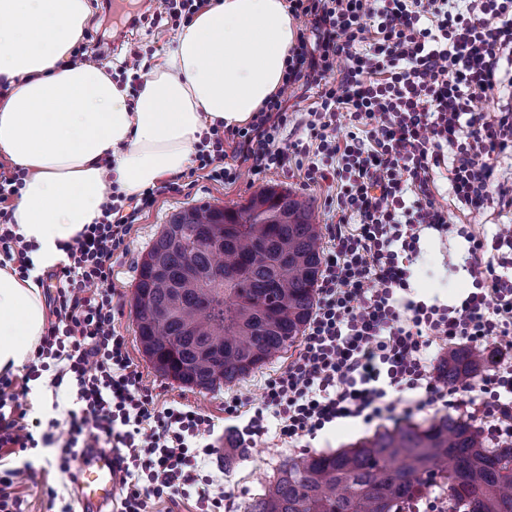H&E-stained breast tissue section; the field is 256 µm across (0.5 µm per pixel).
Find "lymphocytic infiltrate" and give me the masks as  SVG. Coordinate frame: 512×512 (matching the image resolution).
<instances>
[{"mask_svg":"<svg viewBox=\"0 0 512 512\" xmlns=\"http://www.w3.org/2000/svg\"><path fill=\"white\" fill-rule=\"evenodd\" d=\"M303 31L283 84L310 95L292 116L281 95L250 122L214 126L195 160L207 180L235 183L240 163L260 176L296 168L330 189L338 220L301 348L265 382L263 400L241 432L295 442L339 419L369 423L431 405L478 416L489 447L512 443V361L491 364L477 382L440 380L429 351L440 341L512 348V225L491 236L464 232L472 286L455 305L409 298L410 267L423 229L448 228V213L512 211V184L492 158L512 153V100L497 112L476 105L512 85V0H288ZM301 132L284 133L290 123ZM448 201L436 198L439 177ZM26 173L0 174V250L27 277L32 244L13 231L11 197ZM167 180L146 188L131 210L111 192L100 217L62 246L63 263L39 279L53 315L23 375L0 374V449L19 456L0 471V512H22L14 495L33 472L21 452L48 442L28 420L32 381L51 372L76 408L58 448L64 467L92 449L112 451L120 512L194 500L199 512H231L211 496L204 470L215 447L211 415L181 403L157 405L142 385L124 337L112 268L134 224ZM412 392L396 407L390 396Z\"/></svg>","mask_w":512,"mask_h":512,"instance_id":"1","label":"lymphocytic infiltrate"}]
</instances>
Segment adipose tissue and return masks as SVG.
Here are the masks:
<instances>
[{"instance_id":"adipose-tissue-1","label":"adipose tissue","mask_w":512,"mask_h":512,"mask_svg":"<svg viewBox=\"0 0 512 512\" xmlns=\"http://www.w3.org/2000/svg\"><path fill=\"white\" fill-rule=\"evenodd\" d=\"M92 14L91 0H0V154L27 173L12 217L37 273L65 260L111 188L130 197L181 174L211 127L247 123L280 89L297 36L286 0H213L131 109L104 66L69 63ZM46 324L35 278L0 266V371L32 358Z\"/></svg>"}]
</instances>
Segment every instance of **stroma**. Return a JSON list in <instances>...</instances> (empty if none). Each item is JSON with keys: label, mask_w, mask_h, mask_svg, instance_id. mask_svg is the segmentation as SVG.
I'll return each mask as SVG.
<instances>
[{"label": "stroma", "mask_w": 512, "mask_h": 512, "mask_svg": "<svg viewBox=\"0 0 512 512\" xmlns=\"http://www.w3.org/2000/svg\"><path fill=\"white\" fill-rule=\"evenodd\" d=\"M94 7V15L80 43L87 50H99L98 62L108 66L112 77H119L129 50L133 47L140 49L144 68L150 69L163 63L178 33L177 28L164 21L155 25L147 24L139 27L134 35L117 43L108 33L111 16L105 0H95ZM180 184V191L160 197L155 206L142 215L132 229L125 255L114 265L112 281L122 302V312L116 316L114 326L118 334L125 336L130 358L141 372L144 386L156 396L158 402L175 400L187 403L215 418L216 430L222 438L212 458V476L217 485L223 486L225 496L233 502L234 512H246L249 504L263 494L265 484L274 476L285 458L348 447L380 429L381 424L376 421L368 425L359 419L342 420L318 432L315 437L303 438L295 446L280 442L270 434L239 440L226 427L225 402L235 397L245 407L257 406L266 380L283 369L296 355L297 350L293 347L251 375L213 390L186 388L155 371L144 356L136 337L133 293L142 255L173 215L203 204L220 208L239 207L264 187L277 184L306 200L320 227H327L335 221L327 201L326 189L303 185L301 177L293 169L260 177L246 172L232 185H220L201 177L194 178L186 172ZM466 247V241L457 232L424 231L420 240V258L411 280L413 297L429 303L455 304L471 284L469 275L461 268ZM72 407V400L66 393L57 394L49 389L41 400L33 401L29 418L44 424L52 423L54 437L62 440L68 436V411ZM24 457L34 466L32 476L17 489L24 500L25 512H58V505L52 504L49 497L53 491L68 501H76V486L70 474L60 470L54 446L42 445L28 450Z\"/></svg>", "instance_id": "35a3bbf8"}]
</instances>
